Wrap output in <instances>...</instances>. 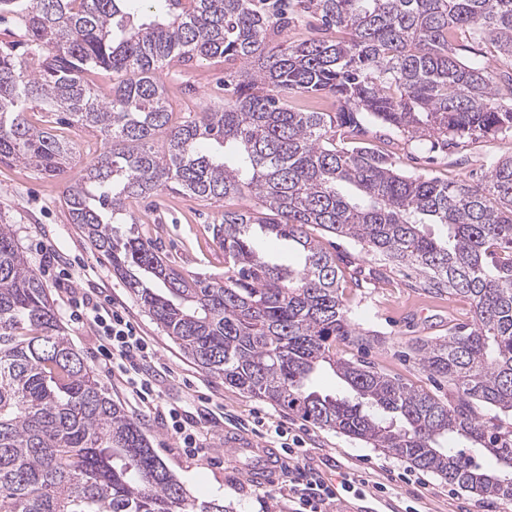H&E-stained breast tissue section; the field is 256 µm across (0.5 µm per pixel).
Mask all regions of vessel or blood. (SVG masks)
Here are the masks:
<instances>
[{
	"instance_id": "vessel-or-blood-1",
	"label": "vessel or blood",
	"mask_w": 512,
	"mask_h": 512,
	"mask_svg": "<svg viewBox=\"0 0 512 512\" xmlns=\"http://www.w3.org/2000/svg\"><path fill=\"white\" fill-rule=\"evenodd\" d=\"M224 458L244 464L248 478L257 484L277 483L288 465V459L277 448L245 436L236 429L224 436Z\"/></svg>"
}]
</instances>
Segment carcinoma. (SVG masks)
<instances>
[{"mask_svg": "<svg viewBox=\"0 0 512 512\" xmlns=\"http://www.w3.org/2000/svg\"><path fill=\"white\" fill-rule=\"evenodd\" d=\"M297 9L344 37L270 49ZM0 13L28 36L21 53L0 48V163L51 176L70 169L72 147L48 121H29L33 107L102 137L94 163L66 182L70 223L189 359L451 485L512 500V434L489 428L474 407L512 413V156L491 161L480 183L448 182L400 174L365 142L370 125L447 149L512 134V71L465 62L455 48L488 42L512 64V0H142L139 9L129 0H0ZM173 57L224 61V105L173 112L156 77ZM103 72L118 75L107 90ZM296 96L329 99L334 111L296 109ZM165 190L256 199L217 220L224 279L190 275L122 228L135 223L130 202ZM254 225L293 243L302 263L266 260ZM312 227L420 271L432 294L469 301L470 326L413 350L455 401L338 355L340 342L369 340L351 323L336 256ZM325 365L350 395L311 386ZM445 435L469 450L436 447ZM486 455L501 469H485ZM0 512H226L219 501L190 500L102 389L8 224H0Z\"/></svg>", "mask_w": 512, "mask_h": 512, "instance_id": "cac0c4a2", "label": "carcinoma"}]
</instances>
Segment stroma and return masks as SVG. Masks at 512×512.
Wrapping results in <instances>:
<instances>
[{
	"label": "stroma",
	"instance_id": "35a3bbf8",
	"mask_svg": "<svg viewBox=\"0 0 512 512\" xmlns=\"http://www.w3.org/2000/svg\"><path fill=\"white\" fill-rule=\"evenodd\" d=\"M158 77L174 111L180 114L224 102V65L219 60H199L186 66L173 58L159 70ZM387 136L397 170L445 181L481 180L490 160L512 155V137L465 142L448 155L397 130L388 131ZM254 204V198L247 195L209 203L164 191L132 203L133 230L180 269L220 279L224 276V252L214 237L213 224L224 208L246 210ZM0 224L11 225L32 268H39V253L44 248L66 262L85 266V275L64 285L57 284L55 277L43 276L56 315L101 387L140 423L156 453L195 502L219 500L227 512H293L289 477H282L273 487L257 486L247 478L244 467L225 462L220 453L225 427H247L259 415L265 417L267 428L280 427L305 439L302 466L325 480L354 477L365 492L390 502L392 512H512V502L460 491L402 458L301 419L195 366L151 320L124 281L113 274L109 259L93 249L78 225L70 223L58 179L18 163L0 164ZM318 237L336 256L343 272L341 286L352 324L378 336L377 342L363 348L340 345V352L448 401L447 382L430 378L408 353L416 340L447 337L449 325L469 320L468 302L427 293L415 272L368 252L352 239L323 231ZM88 287L96 288L101 297L124 311L154 346L162 366L155 376L161 397L164 403L183 405L190 411L206 443L204 454L186 457L161 411L136 404L118 379L103 368L94 330L71 314L74 299Z\"/></svg>",
	"mask_w": 512,
	"mask_h": 512
}]
</instances>
